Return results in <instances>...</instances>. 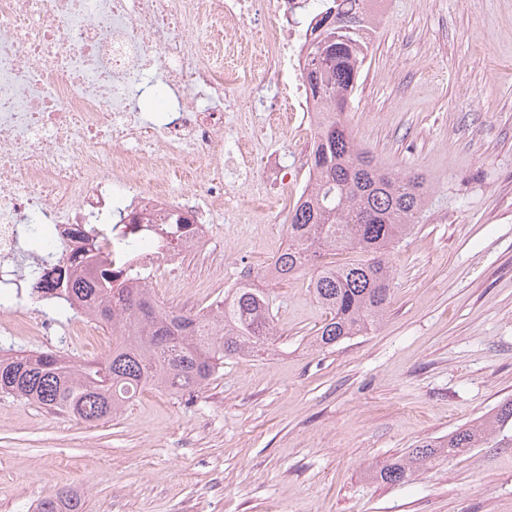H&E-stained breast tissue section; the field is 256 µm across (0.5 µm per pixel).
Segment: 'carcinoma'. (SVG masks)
Wrapping results in <instances>:
<instances>
[{"instance_id":"carcinoma-1","label":"carcinoma","mask_w":512,"mask_h":512,"mask_svg":"<svg viewBox=\"0 0 512 512\" xmlns=\"http://www.w3.org/2000/svg\"><path fill=\"white\" fill-rule=\"evenodd\" d=\"M332 26L304 41L308 93L322 106L309 155L310 192L288 213V241L273 264L277 281L311 269L310 288L329 313L312 344L326 348L358 336L379 322L393 279L389 249L410 236L425 201L424 178L394 173L375 162L344 120L366 61L377 19L365 0H317ZM352 250L360 258L336 266L330 252ZM75 276L65 301L112 331V349L75 364L52 350L0 354V393L36 402L92 424L112 419L149 382L192 396L224 369V360L264 354L274 346L276 297L248 281L224 292L222 304L201 316L167 308L148 288L151 269L132 264L112 283V268L91 236L72 255ZM512 428V399L490 419L462 425L443 442L420 441L374 472L396 483L441 457L463 453ZM37 512H85L83 496L63 489L42 498Z\"/></svg>"}]
</instances>
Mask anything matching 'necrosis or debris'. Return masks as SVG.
I'll return each mask as SVG.
<instances>
[{
    "label": "necrosis or debris",
    "mask_w": 512,
    "mask_h": 512,
    "mask_svg": "<svg viewBox=\"0 0 512 512\" xmlns=\"http://www.w3.org/2000/svg\"><path fill=\"white\" fill-rule=\"evenodd\" d=\"M298 0H0V328L50 336L38 315L69 277L76 233L94 227L102 252L134 242L156 288L182 277L192 254L213 267L216 224L280 223V212L225 193L233 174L266 193L255 139L225 114L244 102L262 131L288 115L316 117L303 94L306 61L283 20ZM156 102L146 118L144 101ZM190 169L191 199L172 174ZM187 218L179 245L157 250L150 224ZM50 239L46 261L21 250Z\"/></svg>",
    "instance_id": "4bbe7bcc"
}]
</instances>
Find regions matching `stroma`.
Listing matches in <instances>:
<instances>
[{
    "label": "stroma",
    "mask_w": 512,
    "mask_h": 512,
    "mask_svg": "<svg viewBox=\"0 0 512 512\" xmlns=\"http://www.w3.org/2000/svg\"><path fill=\"white\" fill-rule=\"evenodd\" d=\"M345 118L426 205L390 252L383 320L330 349L309 274L270 284L278 341L195 397L145 389L92 425L0 394V512L69 485L86 512H512V430L406 482L369 470L512 399V0H390ZM283 224H222L224 268L190 258L165 306L209 304L259 278ZM81 363L93 339L5 336Z\"/></svg>",
    "instance_id": "stroma-1"
}]
</instances>
